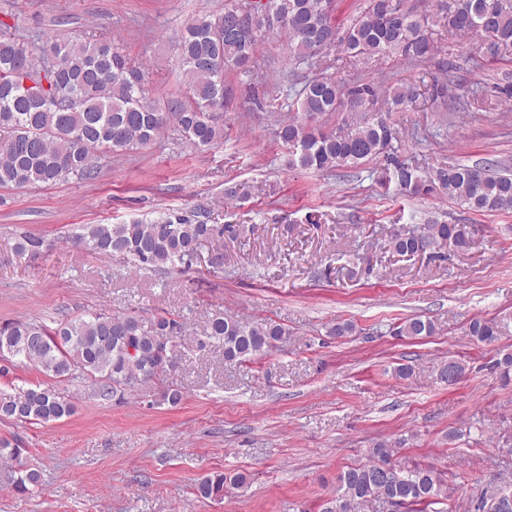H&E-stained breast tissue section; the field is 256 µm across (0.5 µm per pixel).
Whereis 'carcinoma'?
Returning <instances> with one entry per match:
<instances>
[{
	"mask_svg": "<svg viewBox=\"0 0 512 512\" xmlns=\"http://www.w3.org/2000/svg\"><path fill=\"white\" fill-rule=\"evenodd\" d=\"M239 0H224V12L203 14L187 23L176 40L182 89L176 95L152 97L145 68L108 39L89 41L47 37L36 46L9 31L0 21V188L55 184L70 177L88 179L97 173L103 153L144 149L164 131L195 148L209 147L224 137V113L237 107L225 95L242 78L254 79L260 47L273 37L287 51L293 70L311 67L333 51L349 58L391 60L411 68L435 63L437 36L471 34L479 47L491 43L494 58L512 49V0H437L422 10L408 0H360L355 14L339 25L324 12V0H267L251 17V32L224 36V25ZM377 90L360 80L344 82L324 71L282 100L266 99L272 111L290 116L276 132L288 149L291 167L329 171L356 166L388 153L396 139L389 122L339 126L326 131L309 120L338 112L350 96L374 103ZM415 88L400 86L391 104L405 109L415 101ZM408 196L441 191L473 212L512 210V172L490 173L485 166L452 164L421 171L396 157L380 177ZM224 235V227L183 215L128 224H85L71 239L94 253L153 267H189L202 242ZM445 244L458 252L472 247L460 224H427L419 232L396 234L390 248L415 256L426 245ZM49 248L45 239L23 235L15 252L35 257ZM430 319L408 318L397 334L409 338L434 336ZM466 334L478 344L493 346L509 335L505 320L472 318ZM177 321L133 314L89 312L51 327L40 321L0 325V353L10 362L28 365L52 378L51 386L19 391L0 400V419L48 423L69 417L73 404L56 384L89 380L101 397L115 396L160 379L177 347ZM288 332L271 323H255L222 313L213 315L198 348L219 346L227 362H249L283 344ZM169 345L163 357L153 354L160 341ZM396 445L380 441L369 461L341 471L336 497L322 512H352L361 502L395 503L409 509L440 501L445 480L433 465L395 459ZM0 458L15 462L11 483L26 493L44 482L42 470L22 460V448L0 441ZM247 478L213 471L196 484L202 498L221 501Z\"/></svg>",
	"mask_w": 512,
	"mask_h": 512,
	"instance_id": "cac0c4a2",
	"label": "carcinoma"
}]
</instances>
